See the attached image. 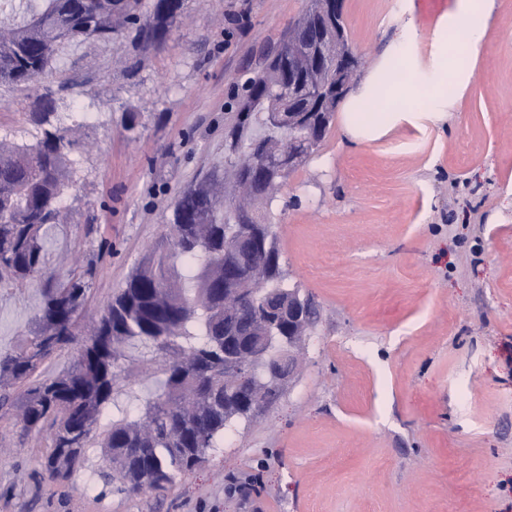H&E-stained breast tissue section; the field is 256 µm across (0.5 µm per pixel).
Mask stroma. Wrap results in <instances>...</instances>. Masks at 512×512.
Returning <instances> with one entry per match:
<instances>
[{
    "mask_svg": "<svg viewBox=\"0 0 512 512\" xmlns=\"http://www.w3.org/2000/svg\"><path fill=\"white\" fill-rule=\"evenodd\" d=\"M401 0H342L356 55L374 65ZM307 0H183L176 28L65 46L52 76L0 86V139L34 143L49 93L82 143L60 274L93 268L84 329L168 233L173 208L224 169V136L250 72ZM512 0H496L474 76L445 122L359 147L333 120L272 205L281 268L316 307L279 399L226 430L166 490L118 495L53 482L50 431L21 436L0 409V512H512ZM95 113L88 124L76 105ZM138 126L127 132L129 113ZM43 279L0 283V350L33 329Z\"/></svg>",
    "mask_w": 512,
    "mask_h": 512,
    "instance_id": "stroma-1",
    "label": "stroma"
}]
</instances>
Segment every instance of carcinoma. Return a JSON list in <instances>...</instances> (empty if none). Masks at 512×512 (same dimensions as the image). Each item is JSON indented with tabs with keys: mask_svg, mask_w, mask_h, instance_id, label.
I'll list each match as a JSON object with an SVG mask.
<instances>
[{
	"mask_svg": "<svg viewBox=\"0 0 512 512\" xmlns=\"http://www.w3.org/2000/svg\"><path fill=\"white\" fill-rule=\"evenodd\" d=\"M324 0L309 6L288 30L280 52L245 83L238 123L229 133L224 165L228 176L213 174L176 202L172 238L157 244L115 294L90 336L78 321L86 289L85 275L44 289L27 343L0 353V408H17L16 424L26 432L49 425L52 442L39 461L52 480H69L90 450L99 449L92 480L118 493L160 490L194 470L207 452L219 447L224 431L254 404H269L280 389L254 380L224 379V342L232 330L250 333L259 343L268 325L284 336L294 331L278 317L288 304V285L280 266L269 214L277 199L267 190L268 157L284 154L289 174L313 156L337 108L339 65L308 64L327 97L320 112H305L303 84L288 96V44L304 43L322 21ZM337 56L354 55L336 0ZM182 0H0V85L21 86L52 71L66 41H110L127 29L147 49L161 43L176 24ZM31 119L50 121L55 106L47 93L36 96ZM282 112L290 123L301 114L313 137L290 144L258 141L254 127H267L269 113ZM77 146L71 130L54 126L36 143L0 141V281H26L43 275L49 263L45 238L64 223L60 201L71 185L70 155ZM248 181L257 192L254 221L237 222L225 193ZM245 238L240 254L229 240ZM263 265L250 289L229 291L224 283L240 266ZM76 346L71 368L57 376L30 381L56 352ZM136 381L154 380V390L139 400L136 412L119 406L123 387L114 369ZM28 383L21 395L15 386Z\"/></svg>",
	"mask_w": 512,
	"mask_h": 512,
	"instance_id": "cac0c4a2",
	"label": "carcinoma"
}]
</instances>
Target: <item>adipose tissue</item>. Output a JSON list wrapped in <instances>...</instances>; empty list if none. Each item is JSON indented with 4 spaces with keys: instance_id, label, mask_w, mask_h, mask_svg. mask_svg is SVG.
I'll list each match as a JSON object with an SVG mask.
<instances>
[{
    "instance_id": "adipose-tissue-1",
    "label": "adipose tissue",
    "mask_w": 512,
    "mask_h": 512,
    "mask_svg": "<svg viewBox=\"0 0 512 512\" xmlns=\"http://www.w3.org/2000/svg\"><path fill=\"white\" fill-rule=\"evenodd\" d=\"M495 0H454L438 25L429 64L416 54L418 25L404 4L388 46L351 95L341 127L353 146L388 135L403 123L445 121L449 93L463 95L485 44Z\"/></svg>"
}]
</instances>
